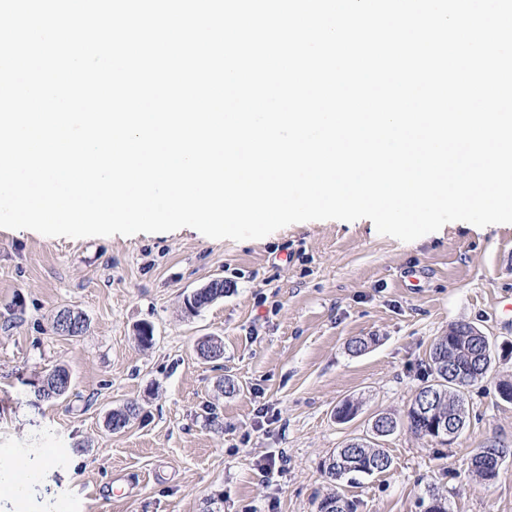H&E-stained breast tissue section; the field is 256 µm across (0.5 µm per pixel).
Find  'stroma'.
<instances>
[{
    "instance_id": "1",
    "label": "stroma",
    "mask_w": 512,
    "mask_h": 512,
    "mask_svg": "<svg viewBox=\"0 0 512 512\" xmlns=\"http://www.w3.org/2000/svg\"><path fill=\"white\" fill-rule=\"evenodd\" d=\"M217 276L224 297L188 312L185 297ZM509 302L512 224L456 221L412 242L368 219L244 241L189 227L77 239L0 232V460L32 474L18 495L0 471V512H316L330 457L378 413L404 416L433 340L458 322L496 348L467 394L460 438L440 445L400 428L379 441L390 469L339 490L355 512H424L430 486L448 512H512V459L488 483L470 467L473 448H512V403L495 389L512 381ZM63 308L84 314L85 333L53 331ZM145 325L147 347L137 339ZM207 336L222 341L223 359L200 356ZM354 338L368 339L365 352L349 351ZM60 366L68 393L36 401ZM347 399L360 411L343 423L336 408ZM131 402L138 418L110 431L109 413ZM266 406L276 418L261 420ZM274 452L281 468L262 475Z\"/></svg>"
}]
</instances>
